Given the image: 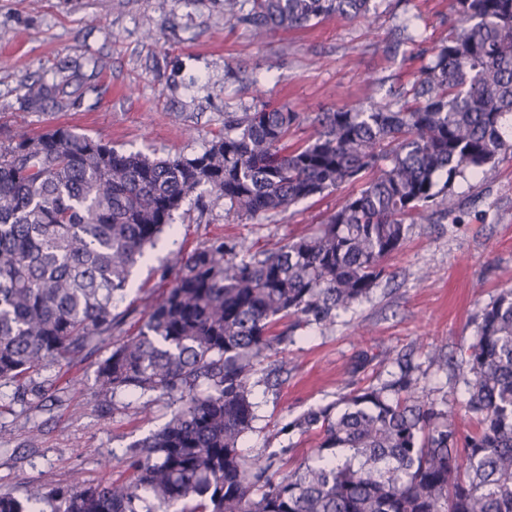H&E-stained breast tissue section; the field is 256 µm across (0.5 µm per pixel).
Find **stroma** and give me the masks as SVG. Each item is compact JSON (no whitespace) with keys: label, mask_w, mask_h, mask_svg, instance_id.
<instances>
[{"label":"stroma","mask_w":512,"mask_h":512,"mask_svg":"<svg viewBox=\"0 0 512 512\" xmlns=\"http://www.w3.org/2000/svg\"><path fill=\"white\" fill-rule=\"evenodd\" d=\"M450 0H376L373 25L330 19L263 36L224 10V0H0V138L70 125L116 149L191 157L224 132L228 112L257 102L288 106L302 123L292 141L313 135V118L354 103H393L448 35ZM412 20L416 43L394 54L383 45ZM260 88H253V81ZM40 82L64 86L62 102L30 107ZM341 187L258 220L237 217L223 199L189 197L132 270L114 300L137 333L148 300L179 274L178 260L208 240L256 252L307 233L348 194ZM456 208L410 225L403 250L368 298L333 322L291 327L293 341L258 368L275 385L254 386L253 427L240 447L276 452L280 474L313 462L318 438L288 422L335 405L368 385L391 382L397 353L409 354L416 393L451 407L459 427L473 376L460 350L480 310L512 288V160L491 181L456 180ZM97 356L53 369L42 397L16 399L0 382V493L32 485L71 486L130 472L129 449L160 430L176 401L125 394L92 398ZM111 471H104L103 461Z\"/></svg>","instance_id":"35a3bbf8"}]
</instances>
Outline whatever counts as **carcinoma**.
<instances>
[{
	"label": "carcinoma",
	"mask_w": 512,
	"mask_h": 512,
	"mask_svg": "<svg viewBox=\"0 0 512 512\" xmlns=\"http://www.w3.org/2000/svg\"><path fill=\"white\" fill-rule=\"evenodd\" d=\"M255 34L336 18L375 21L374 0H250ZM453 24L400 105L300 113L260 104L224 113V134L192 156L121 152L71 126L0 140V381L22 396L45 372L100 354L94 396L125 391L181 402L136 445L132 476L0 493V512H512V289L480 311L461 351L473 374L454 412L415 396L410 362L288 423L314 432L317 457L279 478L239 450L252 428V377L294 326L324 324L367 298L408 225L470 174L512 157V0H451ZM59 91L30 85L32 107ZM355 186L308 234L235 260L215 238L178 259L179 275L130 336L114 299L148 247L198 190L255 219Z\"/></svg>",
	"instance_id": "cac0c4a2"
}]
</instances>
